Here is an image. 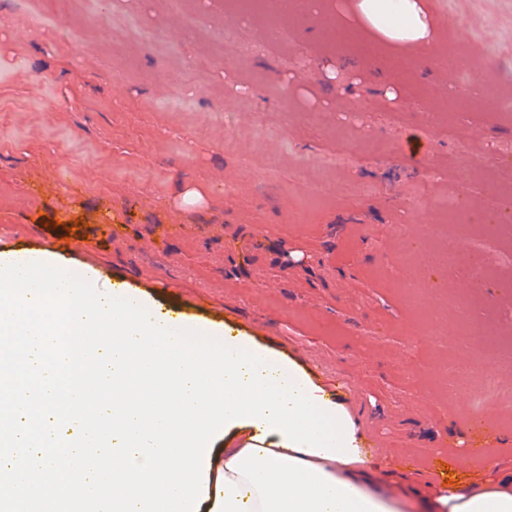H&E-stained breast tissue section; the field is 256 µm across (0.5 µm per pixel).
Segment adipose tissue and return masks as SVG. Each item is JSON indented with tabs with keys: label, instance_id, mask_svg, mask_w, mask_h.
<instances>
[{
	"label": "adipose tissue",
	"instance_id": "obj_1",
	"mask_svg": "<svg viewBox=\"0 0 512 512\" xmlns=\"http://www.w3.org/2000/svg\"><path fill=\"white\" fill-rule=\"evenodd\" d=\"M358 8L385 40L414 47L431 37L422 0H358ZM67 278V262L50 253L22 266L0 256V333L18 314L33 320L22 361L43 394L86 386L83 368L91 363L111 378L113 392H128L134 359L160 391L152 404L112 400L98 408L119 492L91 503V512H400L401 503L376 491L375 460L347 406L296 361L234 331L223 348H186L196 328L184 315L144 298L126 301L100 286L93 269L81 284ZM54 308L70 335H92L98 323L103 335L139 344L60 347L49 361L37 339L48 335ZM9 421L14 447L35 455L62 444L83 449L89 426L49 402L19 406ZM219 432L224 456L217 461L211 439ZM484 471L481 481L422 500L423 512H512V475L494 459Z\"/></svg>",
	"mask_w": 512,
	"mask_h": 512
}]
</instances>
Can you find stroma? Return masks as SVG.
Masks as SVG:
<instances>
[{
	"label": "stroma",
	"mask_w": 512,
	"mask_h": 512,
	"mask_svg": "<svg viewBox=\"0 0 512 512\" xmlns=\"http://www.w3.org/2000/svg\"><path fill=\"white\" fill-rule=\"evenodd\" d=\"M425 5L405 66L355 0H295L277 39L236 0H0V250L68 239L101 283L293 357L405 502L512 471V263L475 272L451 211L512 188V0Z\"/></svg>",
	"instance_id": "obj_1"
}]
</instances>
